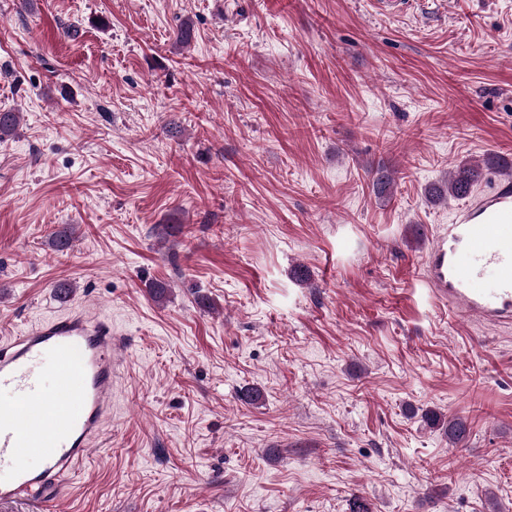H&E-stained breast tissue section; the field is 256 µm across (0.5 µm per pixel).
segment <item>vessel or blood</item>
Segmentation results:
<instances>
[{"instance_id":"obj_1","label":"vessel or blood","mask_w":512,"mask_h":512,"mask_svg":"<svg viewBox=\"0 0 512 512\" xmlns=\"http://www.w3.org/2000/svg\"><path fill=\"white\" fill-rule=\"evenodd\" d=\"M422 270L457 315L512 325V180L461 204L436 229ZM114 343L111 319L82 309L0 336V502L63 486L102 440L112 418ZM33 455L39 467L28 466Z\"/></svg>"}]
</instances>
